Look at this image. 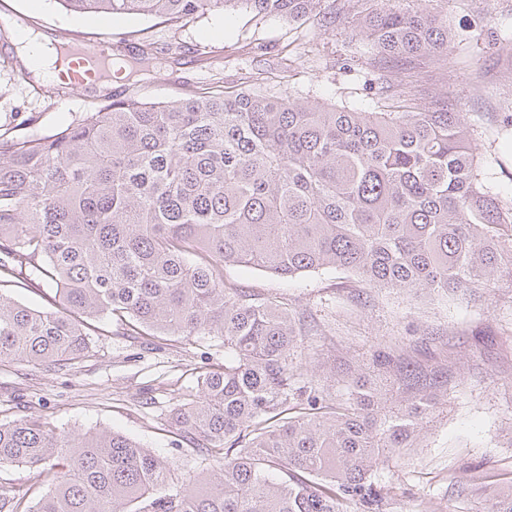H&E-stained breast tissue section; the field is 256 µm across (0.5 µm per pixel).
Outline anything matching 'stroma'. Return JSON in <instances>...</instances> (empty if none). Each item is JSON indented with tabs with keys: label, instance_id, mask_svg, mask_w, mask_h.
Segmentation results:
<instances>
[{
	"label": "stroma",
	"instance_id": "35a3bbf8",
	"mask_svg": "<svg viewBox=\"0 0 512 512\" xmlns=\"http://www.w3.org/2000/svg\"><path fill=\"white\" fill-rule=\"evenodd\" d=\"M448 18L454 44L448 54L415 68L385 63L373 69L372 45L351 25L326 31L320 18L288 24L275 15L214 11L178 28L155 19L73 14L59 0H0V126L29 125L51 134L104 105L101 96L71 86L50 95L11 53L14 29L64 32L93 42L111 36L113 52L138 54L132 33L146 31L163 52L144 81L121 80L118 94L147 102L206 92L214 62L234 80L239 68L268 71L260 90L309 101L343 102L373 112L391 105L396 87L417 105L447 93L474 131L486 184L512 199V0H434ZM298 56L288 84L272 69L283 47ZM224 281L276 297L303 312L313 329L299 337L292 358L313 370L319 384L345 390L357 368H370L376 351L403 347L422 366L443 369L448 397L424 420L413 448L397 463H378L373 479L397 488L390 512H480L473 477L512 480V287L482 296L363 291L347 272L320 270L284 280L242 267H226ZM224 360L221 341L172 337L151 347L110 326L90 339L73 367L0 363V420L35 411L52 426L75 434L122 432L152 448L173 468L195 467L176 433L165 431L171 410L190 394L195 369Z\"/></svg>",
	"mask_w": 512,
	"mask_h": 512
}]
</instances>
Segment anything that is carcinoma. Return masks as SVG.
<instances>
[{
  "label": "carcinoma",
  "instance_id": "cac0c4a2",
  "mask_svg": "<svg viewBox=\"0 0 512 512\" xmlns=\"http://www.w3.org/2000/svg\"><path fill=\"white\" fill-rule=\"evenodd\" d=\"M370 4L357 21L381 55L409 64L448 55L432 0ZM75 12L186 25L250 9L296 22L345 19L336 0H61ZM132 75L156 47L139 34ZM264 77L219 79L201 97L114 99L52 135L0 129V362L67 368L114 320L148 344L199 336L224 366L196 373L172 420L198 473L176 471L115 431L61 432L29 414L0 421V467L49 487L7 512H388L381 458L398 461L444 387L398 346L375 361L404 394L389 414L364 375L343 397L290 359L305 321L272 296L224 284L233 265L289 278L341 269L375 290L413 296L512 287V203L481 178L474 133L445 94L396 109L265 97ZM55 290L39 310L4 295ZM512 512V485L486 493Z\"/></svg>",
  "mask_w": 512,
  "mask_h": 512
}]
</instances>
